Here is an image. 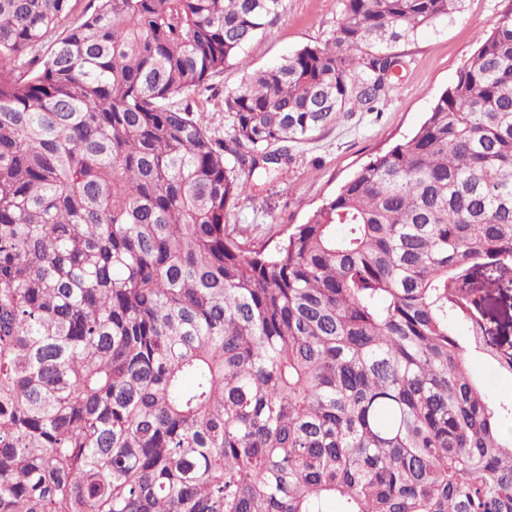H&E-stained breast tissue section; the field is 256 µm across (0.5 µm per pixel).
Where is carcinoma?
Instances as JSON below:
<instances>
[{
    "instance_id": "obj_1",
    "label": "carcinoma",
    "mask_w": 512,
    "mask_h": 512,
    "mask_svg": "<svg viewBox=\"0 0 512 512\" xmlns=\"http://www.w3.org/2000/svg\"><path fill=\"white\" fill-rule=\"evenodd\" d=\"M283 0H0V512H512V7L420 128L269 250L245 171L372 111L461 0H342L195 116ZM48 54H40L44 44ZM471 370L474 377L480 382L485 392L497 401L504 403L505 410L503 416L505 418L506 427L512 431V390H510L509 398L504 400L501 396V388L505 382L512 389V381H506L500 378L489 366V364L479 355L473 354L470 358ZM511 398V399H510Z\"/></svg>"
}]
</instances>
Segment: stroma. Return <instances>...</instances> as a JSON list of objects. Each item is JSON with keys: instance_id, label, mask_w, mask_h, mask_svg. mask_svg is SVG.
Listing matches in <instances>:
<instances>
[{"instance_id": "35a3bbf8", "label": "stroma", "mask_w": 512, "mask_h": 512, "mask_svg": "<svg viewBox=\"0 0 512 512\" xmlns=\"http://www.w3.org/2000/svg\"><path fill=\"white\" fill-rule=\"evenodd\" d=\"M512 0H462L458 12L414 38L396 43L405 67L395 88L377 110L344 114L308 141L295 145L290 163L256 172L251 199L231 209L227 223L242 241L277 237L288 225L303 223L361 164L384 153L415 131L434 102L475 52L480 36L495 27ZM341 0H283L278 21L246 48L243 63H229L210 81L202 114L208 132L228 139L232 129L224 95L248 73L278 62L294 51L325 44L332 37Z\"/></svg>"}]
</instances>
